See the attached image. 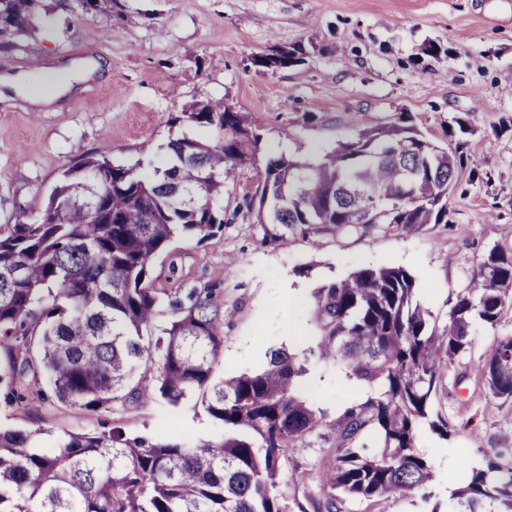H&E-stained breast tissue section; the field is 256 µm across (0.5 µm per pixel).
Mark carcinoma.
Listing matches in <instances>:
<instances>
[{
    "mask_svg": "<svg viewBox=\"0 0 512 512\" xmlns=\"http://www.w3.org/2000/svg\"><path fill=\"white\" fill-rule=\"evenodd\" d=\"M40 0H0V32L34 26ZM171 123L169 162L142 172L91 155L67 168L42 216L24 211L0 224V386L4 403L56 401L110 412L130 397L177 407L200 392L220 428L216 440L65 431L49 445L39 428L0 427V512H290L280 491L288 449L334 442L321 481L325 512L349 499L430 497L434 467L416 451L423 425L448 439L431 416L442 369L472 347L471 329L496 326L512 309V251L490 249L438 328L416 300V278L400 266L362 267L312 291L314 343L271 352L256 371L216 377L224 352V310L212 288L161 287L154 262L177 240L202 243L224 228V198L239 170L257 171L244 195L264 232L295 237L403 234L449 224L463 158L401 120L370 128L317 163L285 155L259 166L256 134L222 101H194ZM195 129L211 138L201 140ZM167 317L165 325L158 322ZM325 363L373 390L333 419L302 393L300 378ZM495 400L512 401V336H497L479 366ZM378 438L373 453L365 434ZM506 449L464 472L457 512H512Z\"/></svg>",
    "mask_w": 512,
    "mask_h": 512,
    "instance_id": "obj_1",
    "label": "carcinoma"
}]
</instances>
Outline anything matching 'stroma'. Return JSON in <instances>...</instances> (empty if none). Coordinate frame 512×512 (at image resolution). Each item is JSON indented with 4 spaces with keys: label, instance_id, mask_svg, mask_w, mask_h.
<instances>
[{
    "label": "stroma",
    "instance_id": "obj_1",
    "mask_svg": "<svg viewBox=\"0 0 512 512\" xmlns=\"http://www.w3.org/2000/svg\"><path fill=\"white\" fill-rule=\"evenodd\" d=\"M35 30L0 36V224L16 211L40 218L62 172L86 155L123 164L159 165L170 120L192 100L221 99L250 115L261 157L314 161L365 128L406 116L443 145L465 121V165L451 194V222L413 236L386 229L368 236L263 241L242 200L255 171L236 175L224 195L229 223L204 243L175 242L155 262L156 275L183 287L214 284L235 316L224 326V360L216 374L264 366L293 336H315L311 291L361 267L410 270L418 300L444 325L457 294L484 253L512 249V0H112L103 11L64 9L43 0ZM301 47L300 62L263 67L259 58ZM94 61L100 69L55 103L28 95L40 69ZM512 334V311L496 326L475 325L470 353L443 373L432 411L448 438L421 428L419 453L433 464L430 499L352 501L344 512H452L465 466H480L491 448H512V403L494 400L477 366L494 337ZM304 388L337 417L364 386L319 365ZM56 432L122 425L130 435L190 431L219 435L192 394L176 408L156 400L115 406L92 418L54 398L13 410L0 421ZM326 449H289L284 473L299 471L284 491L292 512H324L320 475Z\"/></svg>",
    "mask_w": 512,
    "mask_h": 512
}]
</instances>
